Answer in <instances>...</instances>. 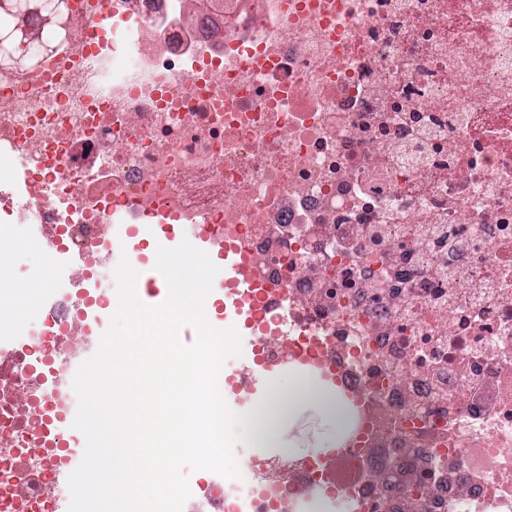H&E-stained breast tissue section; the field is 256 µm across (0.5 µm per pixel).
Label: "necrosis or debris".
I'll return each mask as SVG.
<instances>
[{
	"label": "necrosis or debris",
	"mask_w": 512,
	"mask_h": 512,
	"mask_svg": "<svg viewBox=\"0 0 512 512\" xmlns=\"http://www.w3.org/2000/svg\"><path fill=\"white\" fill-rule=\"evenodd\" d=\"M91 11L0 67V158L31 161L0 214L91 283L0 325V512H57L111 224L152 208L248 248L261 355L349 416L336 451L249 458L186 512H512V0H129L94 41Z\"/></svg>",
	"instance_id": "necrosis-or-debris-1"
}]
</instances>
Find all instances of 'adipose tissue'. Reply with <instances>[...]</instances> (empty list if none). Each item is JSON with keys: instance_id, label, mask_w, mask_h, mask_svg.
I'll return each instance as SVG.
<instances>
[{"instance_id": "obj_1", "label": "adipose tissue", "mask_w": 512, "mask_h": 512, "mask_svg": "<svg viewBox=\"0 0 512 512\" xmlns=\"http://www.w3.org/2000/svg\"><path fill=\"white\" fill-rule=\"evenodd\" d=\"M309 400L321 405L335 428H342L344 412L329 390L300 374H292L288 383L274 382L267 393L241 423L255 448L278 447L277 431L298 402Z\"/></svg>"}]
</instances>
